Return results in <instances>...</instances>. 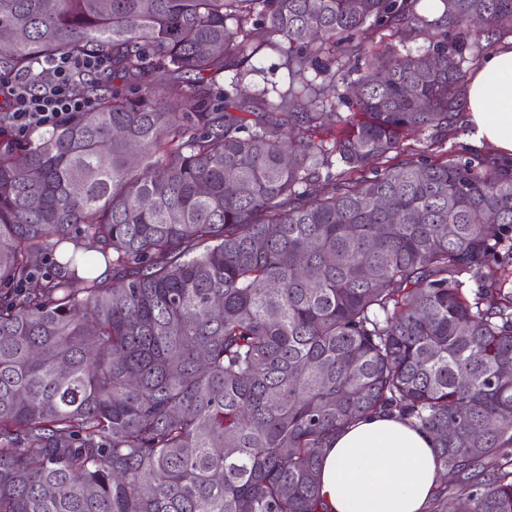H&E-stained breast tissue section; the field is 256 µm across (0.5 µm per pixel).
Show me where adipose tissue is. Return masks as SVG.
<instances>
[{"instance_id": "obj_1", "label": "adipose tissue", "mask_w": 512, "mask_h": 512, "mask_svg": "<svg viewBox=\"0 0 512 512\" xmlns=\"http://www.w3.org/2000/svg\"><path fill=\"white\" fill-rule=\"evenodd\" d=\"M466 111L474 138L512 155V46L471 75ZM435 439L398 415L364 416L321 451L324 512H426L444 474Z\"/></svg>"}]
</instances>
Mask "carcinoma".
I'll list each match as a JSON object with an SVG mask.
<instances>
[{
	"label": "carcinoma",
	"mask_w": 512,
	"mask_h": 512,
	"mask_svg": "<svg viewBox=\"0 0 512 512\" xmlns=\"http://www.w3.org/2000/svg\"><path fill=\"white\" fill-rule=\"evenodd\" d=\"M419 2L0 0V79L112 64L90 110L0 149V512H320V449L386 411L435 436L443 509L512 512V159L365 174L448 135L462 29L512 32V0ZM265 46L288 88L251 122ZM51 239L68 270L41 273ZM286 60L280 50L274 47L267 48L261 55L252 58L245 66L251 71L239 87L241 93L258 102L262 99H273L276 95L272 87L275 90L285 87Z\"/></svg>",
	"instance_id": "carcinoma-1"
}]
</instances>
